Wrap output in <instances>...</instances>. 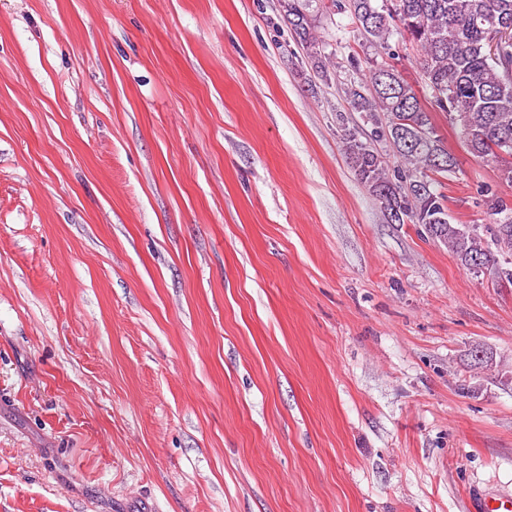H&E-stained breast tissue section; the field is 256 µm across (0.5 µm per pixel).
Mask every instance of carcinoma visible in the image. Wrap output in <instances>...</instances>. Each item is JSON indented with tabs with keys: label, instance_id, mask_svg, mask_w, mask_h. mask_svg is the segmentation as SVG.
<instances>
[{
	"label": "carcinoma",
	"instance_id": "obj_1",
	"mask_svg": "<svg viewBox=\"0 0 512 512\" xmlns=\"http://www.w3.org/2000/svg\"><path fill=\"white\" fill-rule=\"evenodd\" d=\"M314 0H280L313 74L334 76L327 43L315 33ZM349 12L367 43L393 57V23L419 52L417 62L429 104L394 66L375 64L369 80H351L342 93L370 127L361 136L336 113L344 155L357 179L380 202L389 224H416L448 246L460 265L512 275V202L491 184L479 196L488 224L451 223L441 179L456 173L457 159L437 134L432 112L456 127L472 155L500 164L512 183V0H331ZM499 34L490 50L491 33Z\"/></svg>",
	"mask_w": 512,
	"mask_h": 512
}]
</instances>
